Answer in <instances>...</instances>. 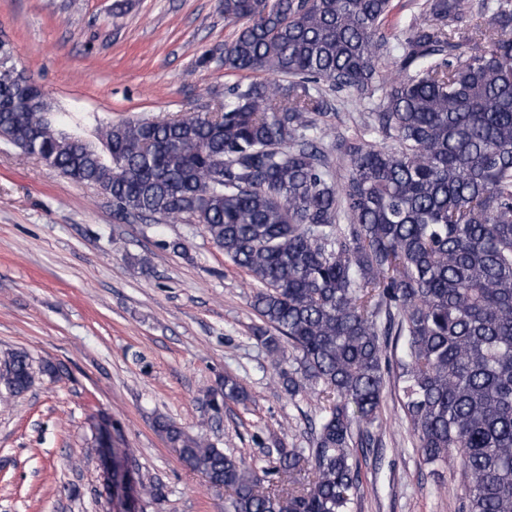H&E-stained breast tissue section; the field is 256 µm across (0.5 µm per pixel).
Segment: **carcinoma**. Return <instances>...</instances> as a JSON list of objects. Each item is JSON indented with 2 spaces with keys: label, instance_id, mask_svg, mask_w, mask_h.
<instances>
[{
  "label": "carcinoma",
  "instance_id": "1",
  "mask_svg": "<svg viewBox=\"0 0 512 512\" xmlns=\"http://www.w3.org/2000/svg\"><path fill=\"white\" fill-rule=\"evenodd\" d=\"M224 68L262 70L206 112L58 128L31 77L0 70V139L114 210L197 224L259 284L253 336L289 395L324 402L309 448L257 467L167 421L160 430L224 512H352L355 448L394 382L425 465L466 479L462 512H512V0H222ZM486 16L485 26L474 22ZM395 60L385 74L381 58ZM367 105L369 140L331 160V95ZM0 360L4 399L32 386ZM245 403L224 376L206 399Z\"/></svg>",
  "mask_w": 512,
  "mask_h": 512
}]
</instances>
